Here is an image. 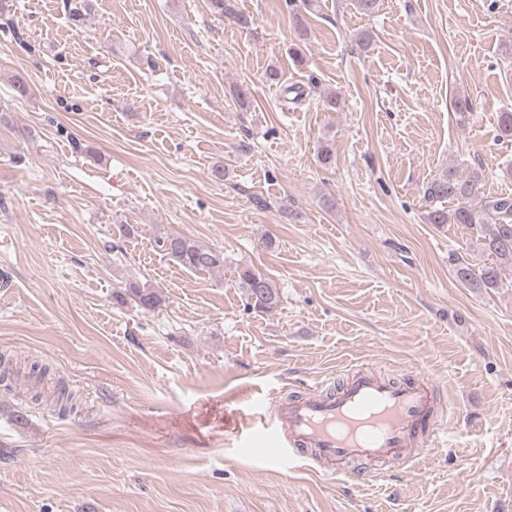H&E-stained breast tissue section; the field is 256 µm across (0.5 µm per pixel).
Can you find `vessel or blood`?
I'll return each instance as SVG.
<instances>
[{"label":"vessel or blood","instance_id":"1","mask_svg":"<svg viewBox=\"0 0 512 512\" xmlns=\"http://www.w3.org/2000/svg\"><path fill=\"white\" fill-rule=\"evenodd\" d=\"M436 404L425 375L396 380L357 368L339 386L307 383L297 396L273 399L239 440L270 460L315 461L326 475L354 478L358 466L409 464L422 449L444 447Z\"/></svg>","mask_w":512,"mask_h":512}]
</instances>
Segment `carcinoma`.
Segmentation results:
<instances>
[{
    "mask_svg": "<svg viewBox=\"0 0 512 512\" xmlns=\"http://www.w3.org/2000/svg\"><path fill=\"white\" fill-rule=\"evenodd\" d=\"M210 14L227 18L242 28L252 25L250 15L236 10L232 0H207ZM497 141L512 144V111L502 112L498 120ZM430 224H463L476 234V243L491 262L475 267L461 253H451L449 261L457 278L471 288H496L501 281L503 266L512 267V196L491 194L486 190L485 169L473 166L461 174L450 168L433 179L424 191ZM456 206L448 208L449 202ZM165 256L177 265L194 272H212L224 269V253L201 245L181 235H168L159 240ZM239 283L245 289L247 300L254 308L270 311L280 301V293L267 275L245 267L238 271ZM120 298H128L143 311L161 306L163 296L159 289L131 284Z\"/></svg>",
    "mask_w": 512,
    "mask_h": 512,
    "instance_id": "1",
    "label": "carcinoma"
}]
</instances>
